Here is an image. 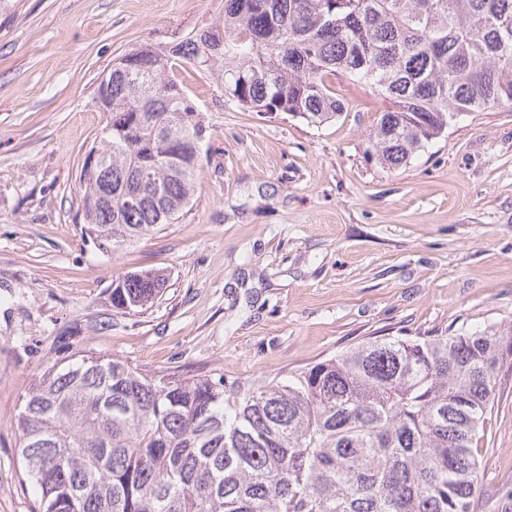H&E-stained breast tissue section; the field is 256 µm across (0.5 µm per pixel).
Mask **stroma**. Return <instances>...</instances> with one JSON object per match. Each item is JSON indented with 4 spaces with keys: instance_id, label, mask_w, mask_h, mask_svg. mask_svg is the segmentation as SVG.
<instances>
[{
    "instance_id": "stroma-1",
    "label": "stroma",
    "mask_w": 512,
    "mask_h": 512,
    "mask_svg": "<svg viewBox=\"0 0 512 512\" xmlns=\"http://www.w3.org/2000/svg\"><path fill=\"white\" fill-rule=\"evenodd\" d=\"M223 15L224 0H0V512L33 510L19 400L75 351L250 383L376 336L512 326V107L452 121L393 169L366 153L387 107L367 85L337 76L344 110L314 126L178 67L209 130L191 211L114 254L84 241L102 73ZM144 269L166 272L164 293L113 311V281ZM478 457L475 512H512V370Z\"/></svg>"
}]
</instances>
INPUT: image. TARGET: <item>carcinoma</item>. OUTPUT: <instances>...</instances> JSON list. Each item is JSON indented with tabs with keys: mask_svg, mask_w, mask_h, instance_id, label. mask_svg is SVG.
<instances>
[{
	"mask_svg": "<svg viewBox=\"0 0 512 512\" xmlns=\"http://www.w3.org/2000/svg\"><path fill=\"white\" fill-rule=\"evenodd\" d=\"M224 0L182 41L112 63L95 176L77 223L106 254L188 213L206 138L198 104L169 75H217L249 112L311 124L343 112L344 72L389 102L367 152L405 166L467 112L512 107V0ZM160 269L112 284L129 314L164 289ZM512 327L384 336L281 378L228 384L142 369L97 352L37 376L16 415L35 512H472Z\"/></svg>",
	"mask_w": 512,
	"mask_h": 512,
	"instance_id": "carcinoma-1",
	"label": "carcinoma"
}]
</instances>
